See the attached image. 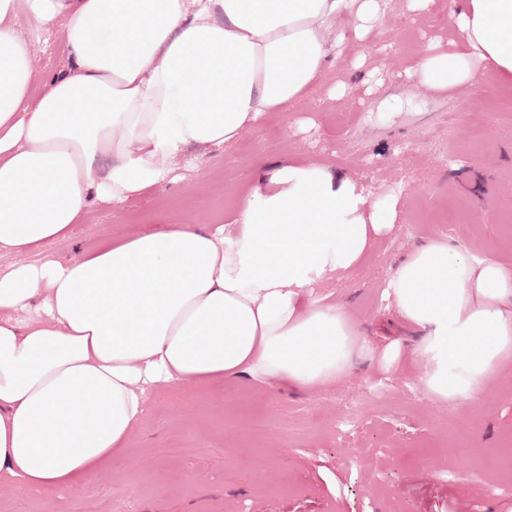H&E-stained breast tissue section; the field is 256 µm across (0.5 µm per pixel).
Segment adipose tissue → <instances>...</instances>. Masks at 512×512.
Wrapping results in <instances>:
<instances>
[{"instance_id":"1","label":"adipose tissue","mask_w":512,"mask_h":512,"mask_svg":"<svg viewBox=\"0 0 512 512\" xmlns=\"http://www.w3.org/2000/svg\"><path fill=\"white\" fill-rule=\"evenodd\" d=\"M60 24L68 58L42 94L14 19ZM351 14L377 0H0V477L78 488L126 447L157 387L251 372L311 389L362 340L314 289L394 225L359 180L286 164L245 198L238 233L169 226L71 260L25 259L66 237L89 194L119 205L169 182L186 147L234 144L319 86ZM452 33L413 73L435 89L512 80V0H453ZM111 164L100 172L96 159ZM384 299L422 337L428 390L475 399L512 357V272L432 241Z\"/></svg>"}]
</instances>
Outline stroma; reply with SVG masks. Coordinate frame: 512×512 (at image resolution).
<instances>
[{"instance_id": "35a3bbf8", "label": "stroma", "mask_w": 512, "mask_h": 512, "mask_svg": "<svg viewBox=\"0 0 512 512\" xmlns=\"http://www.w3.org/2000/svg\"><path fill=\"white\" fill-rule=\"evenodd\" d=\"M449 0L414 10L379 0V19L345 42L320 85L230 146L186 148L171 182L114 207L89 197L69 239L44 251L68 260L160 224L223 226L234 237L243 194L281 165L324 164L362 181L395 225L360 267L319 287L343 306L376 356L336 382L301 391L243 374L160 388L110 467L77 489L35 492L0 481V512H512V359L473 401L428 391L420 331L381 299L390 273L440 240L512 269V82L434 90L409 69L451 30ZM44 77L65 62L57 29L32 33ZM470 216L449 221L451 208ZM400 355L386 365L380 353ZM265 420L262 432L247 426Z\"/></svg>"}]
</instances>
